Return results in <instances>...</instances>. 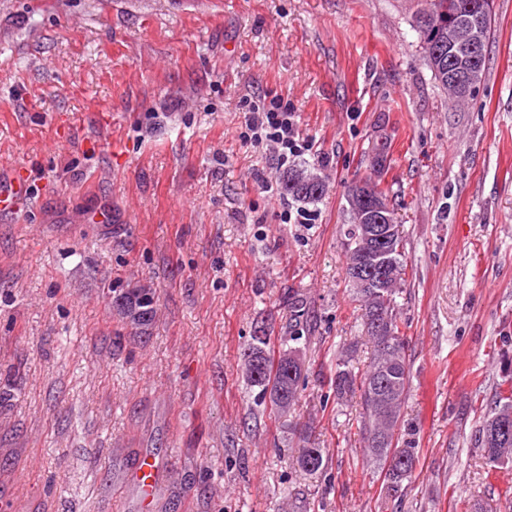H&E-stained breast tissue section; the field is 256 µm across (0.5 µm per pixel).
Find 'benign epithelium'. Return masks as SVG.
Listing matches in <instances>:
<instances>
[{
	"mask_svg": "<svg viewBox=\"0 0 512 512\" xmlns=\"http://www.w3.org/2000/svg\"><path fill=\"white\" fill-rule=\"evenodd\" d=\"M469 17L459 25L448 28V45L466 53L457 68L448 72L455 84L465 92H473L480 85L481 72L478 63L481 45L484 41L482 17L476 13V6H467ZM367 180L354 183L349 195L352 222L364 226V239L358 246V255L353 263L352 283L358 288H384L385 278L376 281L368 277L372 267L384 261L388 242L395 232L394 216L389 200L372 196L366 188Z\"/></svg>",
	"mask_w": 512,
	"mask_h": 512,
	"instance_id": "1",
	"label": "benign epithelium"
}]
</instances>
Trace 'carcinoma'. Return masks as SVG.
<instances>
[{"instance_id":"carcinoma-1","label":"carcinoma","mask_w":512,"mask_h":512,"mask_svg":"<svg viewBox=\"0 0 512 512\" xmlns=\"http://www.w3.org/2000/svg\"><path fill=\"white\" fill-rule=\"evenodd\" d=\"M476 0H431L425 16L445 15L453 20L466 5ZM424 45V59L432 76L449 95L454 92L448 82L441 79L431 63L433 47L425 35H420ZM282 194L301 204L318 202L325 191V181L317 168L309 165L291 170L280 183ZM393 287L386 289V296L373 298L367 291L350 288L355 301L360 303L361 320L365 335L371 344L372 355L367 369L356 370L353 350L345 349L336 363L330 383L339 403L358 399V430L363 443L367 464L383 475L387 495L399 496L410 483L417 462V448L401 433L402 408L411 385L410 357L405 336L401 333L398 319L397 298L407 282V261L403 236L394 241ZM143 288L120 290L112 296V306L119 319L130 327L136 336L147 334L152 323L154 297L145 300ZM288 306V341L290 345L275 352L271 349L270 334L264 327L243 350L241 368L248 383L260 388L261 396L268 399L271 410L284 414L296 404L304 387V364L300 341L316 331L307 299L294 291L284 297ZM500 419L512 421V387L497 393L496 400L483 417L477 440L478 449L492 467L512 463V440L495 453L487 448L489 427ZM298 466L308 472L317 473L326 466L324 451L315 446L302 448L297 458Z\"/></svg>"}]
</instances>
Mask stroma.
<instances>
[{
	"instance_id": "stroma-1",
	"label": "stroma",
	"mask_w": 512,
	"mask_h": 512,
	"mask_svg": "<svg viewBox=\"0 0 512 512\" xmlns=\"http://www.w3.org/2000/svg\"><path fill=\"white\" fill-rule=\"evenodd\" d=\"M425 0H0V506L7 512H512V466L475 445L512 373V0H494L488 69L454 106L413 28ZM298 115L288 172L239 138L251 100ZM390 139L383 184L405 235L398 298L418 450L399 499L363 461L357 403L329 386L360 336L345 279L346 183ZM155 295L149 333L113 291ZM318 329L297 405L274 415L241 370L255 329L286 342L287 291ZM313 426L328 467L295 459ZM161 465L152 496L133 480ZM283 195L301 204L318 202L325 191V181L317 168L303 165L292 169L280 183ZM29 193L28 184L23 175L12 182L9 190L0 189V212H10L17 203Z\"/></svg>"
}]
</instances>
